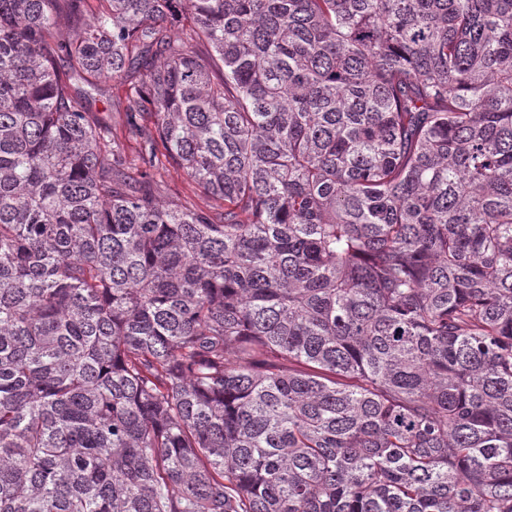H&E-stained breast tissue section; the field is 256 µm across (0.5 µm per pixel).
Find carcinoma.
Returning <instances> with one entry per match:
<instances>
[{
    "label": "carcinoma",
    "instance_id": "obj_1",
    "mask_svg": "<svg viewBox=\"0 0 512 512\" xmlns=\"http://www.w3.org/2000/svg\"><path fill=\"white\" fill-rule=\"evenodd\" d=\"M105 2L0 0V512H512V0ZM106 96L96 98L92 102L90 109L99 112L115 128L118 135L123 138L122 130H124V90L119 82L109 80L104 84ZM163 188L173 195L178 196L182 201L205 208L209 200L195 187L194 184L186 180L180 173L171 172L165 177Z\"/></svg>",
    "mask_w": 512,
    "mask_h": 512
}]
</instances>
